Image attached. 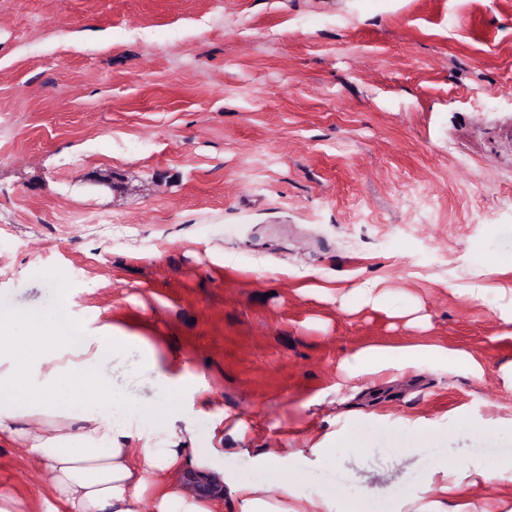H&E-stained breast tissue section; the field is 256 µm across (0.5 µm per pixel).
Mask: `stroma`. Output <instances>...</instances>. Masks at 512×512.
Masks as SVG:
<instances>
[{"label": "stroma", "instance_id": "1", "mask_svg": "<svg viewBox=\"0 0 512 512\" xmlns=\"http://www.w3.org/2000/svg\"><path fill=\"white\" fill-rule=\"evenodd\" d=\"M508 284L512 0H0V308L177 354L182 391L110 384L223 434L224 512L284 471L403 512L448 463V512H512ZM48 482L0 447L32 512ZM441 350L429 345L408 346L394 350L383 346H368L358 350L353 359L358 375L375 374L397 366L398 361L421 365L437 356Z\"/></svg>", "mask_w": 512, "mask_h": 512}]
</instances>
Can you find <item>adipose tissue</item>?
Returning <instances> with one entry per match:
<instances>
[{"label":"adipose tissue","instance_id":"adipose-tissue-1","mask_svg":"<svg viewBox=\"0 0 512 512\" xmlns=\"http://www.w3.org/2000/svg\"><path fill=\"white\" fill-rule=\"evenodd\" d=\"M17 318L0 310V445L26 448L66 512H142L147 504L153 512H223L224 474L185 455L189 428L173 416L163 429L142 432L156 409L144 408L140 425L121 421L108 389L115 355L136 352L131 374L163 385L174 382L175 359L110 324L78 342L43 314L26 316L28 334L14 335ZM439 354L429 345L368 346L353 359L357 373L366 375ZM188 481L194 494L181 489ZM291 482L285 474L272 485H236L237 512H308L306 502L292 499Z\"/></svg>","mask_w":512,"mask_h":512}]
</instances>
